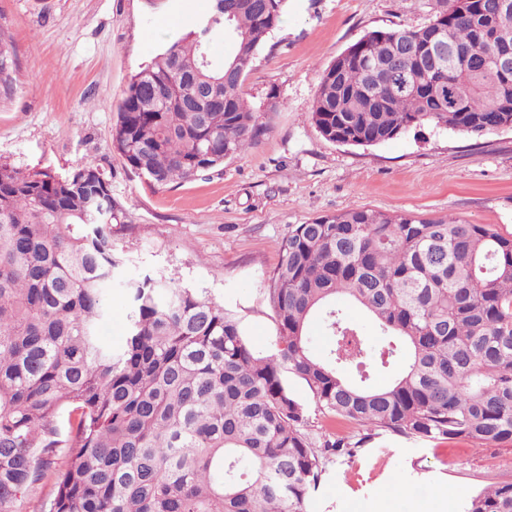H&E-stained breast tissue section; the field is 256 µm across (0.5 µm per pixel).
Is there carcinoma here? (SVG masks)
Here are the masks:
<instances>
[{
    "mask_svg": "<svg viewBox=\"0 0 512 512\" xmlns=\"http://www.w3.org/2000/svg\"><path fill=\"white\" fill-rule=\"evenodd\" d=\"M286 0H210L179 41L130 79L113 144L152 182H183L254 147L265 132L242 86ZM231 39L217 60L212 42ZM448 47L453 62L432 50ZM414 50L405 64L397 52ZM512 0H442L429 23L375 29L322 72L311 120L327 140L372 146L425 124L479 135L512 128ZM379 60L392 83L373 69ZM218 80L210 123L183 107L187 83ZM120 220L93 161L64 175L0 164V512L44 487V512H309L325 467L304 433L316 406L375 432L512 442V236L492 224L353 208L290 224L264 292L275 352L257 353L204 292L149 275L122 279ZM129 302L117 349L100 336L106 286ZM358 306L380 336L336 304ZM333 337L323 355L308 334ZM343 365L394 371L370 387ZM463 512H512V481Z\"/></svg>",
    "mask_w": 512,
    "mask_h": 512,
    "instance_id": "1",
    "label": "carcinoma"
}]
</instances>
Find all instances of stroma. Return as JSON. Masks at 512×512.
I'll list each match as a JSON object with an SVG mask.
<instances>
[{
  "mask_svg": "<svg viewBox=\"0 0 512 512\" xmlns=\"http://www.w3.org/2000/svg\"><path fill=\"white\" fill-rule=\"evenodd\" d=\"M209 0H0V39L15 58L0 88V163L65 175L94 161L122 218L112 227L124 274L162 275L204 290L256 352L277 323L264 282L289 225L351 208L449 215L512 235V128L479 135L424 125L374 146L326 140L308 112L320 73L366 32L417 27L440 0H287L242 87L267 131L256 146L194 179L150 183L114 149L131 76L181 37ZM315 447L343 436L353 457H328L309 512H462L512 478V442L419 440L325 416L304 383Z\"/></svg>",
  "mask_w": 512,
  "mask_h": 512,
  "instance_id": "35a3bbf8",
  "label": "stroma"
}]
</instances>
